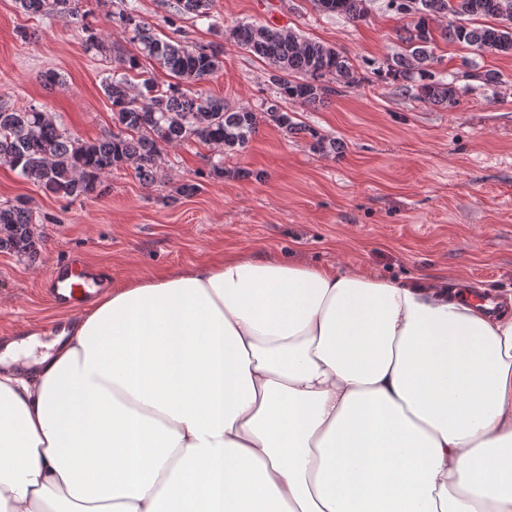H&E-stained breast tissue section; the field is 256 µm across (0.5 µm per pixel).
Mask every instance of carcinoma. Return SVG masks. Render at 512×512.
<instances>
[{
  "instance_id": "obj_1",
  "label": "carcinoma",
  "mask_w": 512,
  "mask_h": 512,
  "mask_svg": "<svg viewBox=\"0 0 512 512\" xmlns=\"http://www.w3.org/2000/svg\"><path fill=\"white\" fill-rule=\"evenodd\" d=\"M23 11L38 15L51 9L61 18L79 15V0H16ZM173 18L193 14L212 19L214 0H164ZM315 9L349 21L362 20L368 0H313ZM395 13L413 16L408 49L370 73L379 79L411 84L417 98L434 105L453 106L457 89L451 82L435 78L430 70L434 57L429 20L453 17L441 36L469 45L479 52L512 56V0H388ZM494 18L499 27H475L459 22ZM112 22L138 43V54L120 59L121 73L102 80V89L112 102V123L116 131L83 140L57 126L51 113L30 104L14 108L0 104V163L45 191L78 199L94 193L102 178L130 162L146 185L156 181L164 148L188 141L221 146L235 151L244 147L261 122L271 121L287 132L298 131L283 105L288 102L317 107L338 94L335 83L358 87L367 80L347 55L320 42L308 40L290 28L268 24L237 25L231 32L243 50L262 58L269 66L268 83L273 95L259 109L231 111L224 101L203 97L190 86L220 71L224 51L219 44L189 46L177 38L163 40L139 14L135 0H118ZM84 46L100 55L108 52L106 41L90 23L82 24ZM156 61L170 73L166 88L159 87L155 75L141 70L140 58ZM143 78L142 91L131 93L130 73ZM27 201L17 199L0 205V249L19 255L37 253L38 239Z\"/></svg>"
}]
</instances>
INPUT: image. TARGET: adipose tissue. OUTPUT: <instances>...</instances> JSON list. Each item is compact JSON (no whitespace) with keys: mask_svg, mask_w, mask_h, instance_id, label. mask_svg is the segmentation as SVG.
<instances>
[{"mask_svg":"<svg viewBox=\"0 0 512 512\" xmlns=\"http://www.w3.org/2000/svg\"><path fill=\"white\" fill-rule=\"evenodd\" d=\"M0 512H512V297L227 254L0 369Z\"/></svg>","mask_w":512,"mask_h":512,"instance_id":"adipose-tissue-1","label":"adipose tissue"}]
</instances>
